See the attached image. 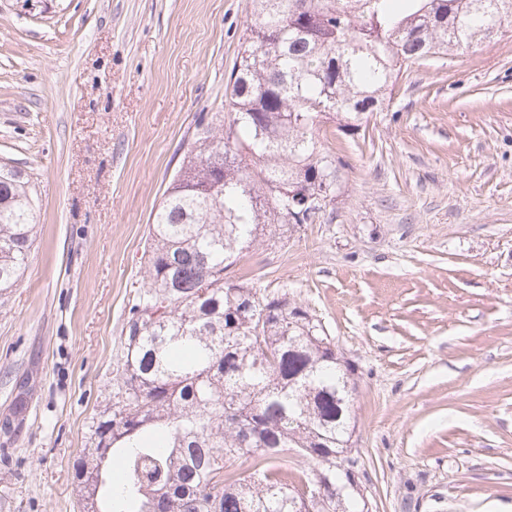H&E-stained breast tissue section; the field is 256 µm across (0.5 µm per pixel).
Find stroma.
Instances as JSON below:
<instances>
[{
  "label": "stroma",
  "mask_w": 512,
  "mask_h": 512,
  "mask_svg": "<svg viewBox=\"0 0 512 512\" xmlns=\"http://www.w3.org/2000/svg\"><path fill=\"white\" fill-rule=\"evenodd\" d=\"M251 0H0V161L38 214L0 293V512H80L73 465L112 400L151 213L226 88ZM333 211L229 277L319 319L353 365L371 512H512V33L404 69L328 121Z\"/></svg>",
  "instance_id": "35a3bbf8"
}]
</instances>
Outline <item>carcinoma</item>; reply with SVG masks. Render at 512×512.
Listing matches in <instances>:
<instances>
[{"instance_id":"obj_1","label":"carcinoma","mask_w":512,"mask_h":512,"mask_svg":"<svg viewBox=\"0 0 512 512\" xmlns=\"http://www.w3.org/2000/svg\"><path fill=\"white\" fill-rule=\"evenodd\" d=\"M227 86L229 120L199 121L152 213L149 287L130 308L112 404L91 425L76 471L100 445L122 472L97 489L100 512H368L336 468L355 430L352 368L288 296L226 277L233 257L276 224L312 223L336 203V156L319 132L382 112L403 68L462 54L512 29V0H252ZM38 216L28 182L0 164V291L23 273ZM329 486L304 501L308 474ZM252 459L249 472L228 469Z\"/></svg>"}]
</instances>
